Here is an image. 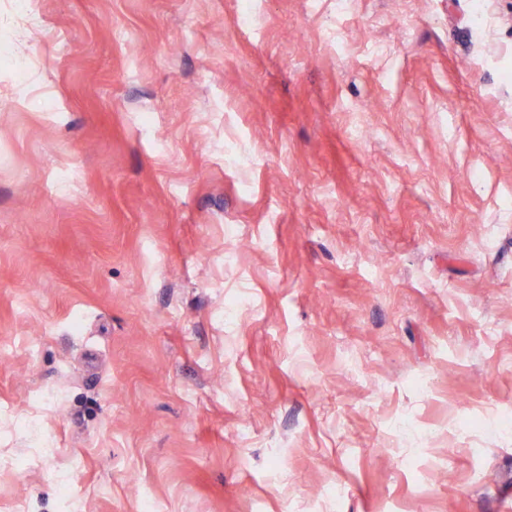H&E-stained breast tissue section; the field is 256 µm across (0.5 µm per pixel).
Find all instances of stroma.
Listing matches in <instances>:
<instances>
[{"label":"stroma","mask_w":512,"mask_h":512,"mask_svg":"<svg viewBox=\"0 0 512 512\" xmlns=\"http://www.w3.org/2000/svg\"><path fill=\"white\" fill-rule=\"evenodd\" d=\"M0 512H512V0H0Z\"/></svg>","instance_id":"obj_1"}]
</instances>
